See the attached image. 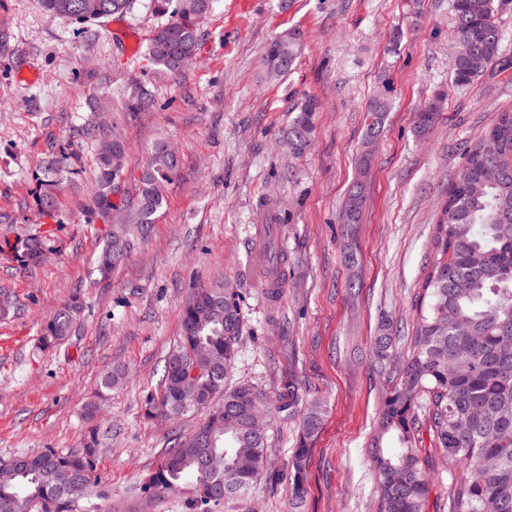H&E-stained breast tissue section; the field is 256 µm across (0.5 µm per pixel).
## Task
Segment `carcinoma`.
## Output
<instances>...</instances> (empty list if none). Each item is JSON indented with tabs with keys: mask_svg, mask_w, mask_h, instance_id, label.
I'll return each instance as SVG.
<instances>
[{
	"mask_svg": "<svg viewBox=\"0 0 512 512\" xmlns=\"http://www.w3.org/2000/svg\"><path fill=\"white\" fill-rule=\"evenodd\" d=\"M137 0H42L47 14L80 24L102 22L133 11ZM151 0L167 21L147 41L152 64L176 73L198 46L199 20L211 0ZM512 0H452L454 57L452 83L465 86L480 77L500 54L499 9ZM302 44L290 30L265 50L270 76L290 70ZM443 105V94L419 108L418 132L427 131ZM390 102L384 95L369 105L367 137L383 131ZM320 103L306 98L288 124L291 152L303 155L312 145ZM78 135L98 141V178L85 224L112 221L96 257L100 278H109L128 259L134 241L146 239L166 204L168 186L178 178L181 158L167 143L151 151L135 179L132 195L119 203L125 147L116 139H97L96 130ZM78 155L53 152L42 160L46 174L76 163ZM371 156L360 155L358 177L339 214V223H360ZM53 224H31L0 242V254L35 270L43 254L59 250L54 197L40 201ZM430 258L420 283L411 335L382 322L372 349L374 373L384 381L377 425L368 444L375 480L377 512H428L434 473L446 475L448 491L441 512H512V110L498 113L486 133L464 150V163L449 184L430 237ZM282 254H267L261 264L266 299L279 301L284 278ZM196 298L180 310L181 334L164 362L156 391L144 397L150 418L178 421L201 412L197 425L172 432L147 487L157 493L178 492L193 478L186 512H254L251 486L270 475L288 480L294 508L307 494L306 468L311 440L322 422L317 398L303 400L300 383L288 373L276 400L253 384L231 383L237 368L244 321L239 293L228 282L195 287ZM74 295L45 321L41 342L56 348L69 337L83 310ZM299 420L301 434L289 476L274 472L267 456L268 431L258 419L273 413ZM429 447L421 448L420 425ZM98 439L90 429L78 448H48L20 454L0 470V512H33L45 502L57 512H73L74 499L99 486Z\"/></svg>",
	"mask_w": 512,
	"mask_h": 512,
	"instance_id": "1",
	"label": "carcinoma"
}]
</instances>
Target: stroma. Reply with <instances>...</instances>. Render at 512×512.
I'll return each instance as SVG.
<instances>
[{"instance_id":"35a3bbf8","label":"stroma","mask_w":512,"mask_h":512,"mask_svg":"<svg viewBox=\"0 0 512 512\" xmlns=\"http://www.w3.org/2000/svg\"><path fill=\"white\" fill-rule=\"evenodd\" d=\"M497 21L499 58L457 87L451 0H211L195 59L176 74L144 56L158 23L150 0L87 24L50 17L41 0H0V236L48 223L38 206L47 192L63 220L59 252L36 271L0 259V297L12 303L0 317V461L77 447L94 427L104 491L80 499L77 512H184L185 493L145 490L172 424L146 418L143 399L180 336L189 292L222 278L242 296L237 378L273 397L293 371L321 401L304 512H375L367 444L381 384L371 345L386 318L411 332L432 228L463 149L512 109V4ZM291 28L303 34L301 54L269 79L265 48ZM438 92L444 108L419 132L417 110ZM382 93L392 107L371 146L361 266L352 271L337 213L368 104ZM308 95L322 109L311 147L295 157L282 132ZM134 96L144 111H129ZM88 125L123 141L127 175L160 140L183 158L150 236L106 285L94 270L103 240L85 225L95 145L74 135ZM64 149L80 162L47 178L44 155ZM260 224L275 225L285 254L276 305L254 258ZM76 293L86 308L69 340L42 350V323ZM116 365L124 379L85 419L100 375Z\"/></svg>"}]
</instances>
